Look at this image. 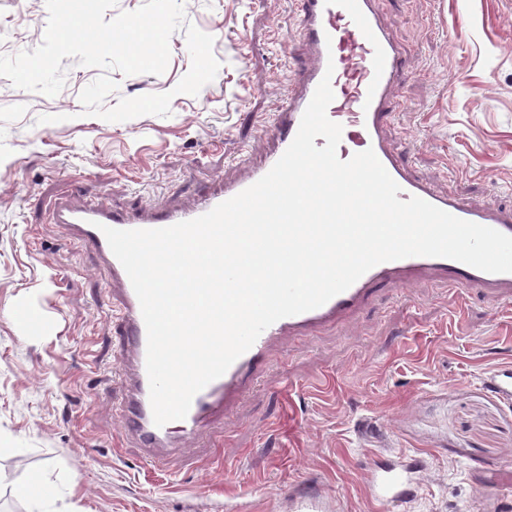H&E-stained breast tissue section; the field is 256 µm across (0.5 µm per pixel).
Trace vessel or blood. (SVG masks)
Wrapping results in <instances>:
<instances>
[{"instance_id":"b4317fda","label":"vessel or blood","mask_w":512,"mask_h":512,"mask_svg":"<svg viewBox=\"0 0 512 512\" xmlns=\"http://www.w3.org/2000/svg\"><path fill=\"white\" fill-rule=\"evenodd\" d=\"M301 21L309 46V61L296 73L298 92L272 122L275 147L265 166L255 169L249 181L205 194L186 210L159 212L142 208L121 213L84 206L65 208L58 214L59 223L68 225L76 237L93 248L109 267L117 284L113 305L122 339L118 369L126 380L118 412L129 438L146 460L163 459L179 443L199 437L215 417L224 415L260 370L272 343L279 336L350 315L363 303L373 283L419 288L433 280L451 288H477L496 300L512 301V273H487L442 257L414 256L378 264L323 306L280 319L269 326L223 376L195 395L185 419L160 427L155 425L146 370L147 331L140 303L102 229L106 226L120 230L156 229L191 220L245 190L248 182L258 181L293 141L302 115L326 69L334 71L331 80L334 99L327 115L342 127L337 148L340 160L346 161L358 152L373 149L399 185L400 200L417 196L458 218L512 236V207L479 206L459 192L439 194L430 184L410 176L385 138L384 127L394 111L392 90L400 76L401 56L380 26L373 0H304ZM482 384L499 401L512 404V370L490 372L483 377ZM413 471L410 464H371L368 483L381 512H392L395 506L416 493Z\"/></svg>"}]
</instances>
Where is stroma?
Listing matches in <instances>:
<instances>
[{
    "instance_id": "obj_1",
    "label": "stroma",
    "mask_w": 512,
    "mask_h": 512,
    "mask_svg": "<svg viewBox=\"0 0 512 512\" xmlns=\"http://www.w3.org/2000/svg\"><path fill=\"white\" fill-rule=\"evenodd\" d=\"M404 60L385 135L439 193L512 207V0H374ZM220 63L197 95L174 94L191 58L184 30L166 72L124 75L105 100L173 92L167 117L84 115L100 71L63 59L56 96L0 76V512H375L365 468L419 458L397 512H512V407L481 378L512 365V303L475 288L378 285L360 308L283 334L224 418L177 455L146 461L115 412L123 388L112 283L57 223L65 201L131 211L185 208L262 166L289 78L308 53L300 0H184ZM46 0H0V54L41 45ZM463 34L449 42L448 29ZM54 116L51 124L41 123ZM44 477L53 497L13 495Z\"/></svg>"
}]
</instances>
